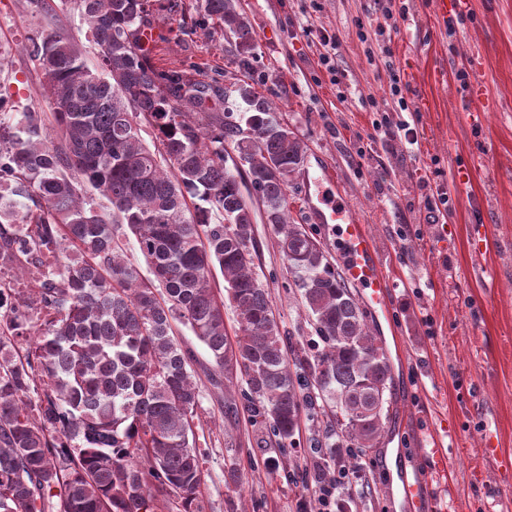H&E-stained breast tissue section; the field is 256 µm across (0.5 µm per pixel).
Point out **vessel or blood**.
<instances>
[{
	"mask_svg": "<svg viewBox=\"0 0 512 512\" xmlns=\"http://www.w3.org/2000/svg\"><path fill=\"white\" fill-rule=\"evenodd\" d=\"M326 214L320 215V222L344 221L343 230L346 258L343 262L344 276L361 288L367 305L382 313H389L387 290L390 281L383 273L378 259L376 244L365 225L349 216L345 208L328 203Z\"/></svg>",
	"mask_w": 512,
	"mask_h": 512,
	"instance_id": "vessel-or-blood-1",
	"label": "vessel or blood"
}]
</instances>
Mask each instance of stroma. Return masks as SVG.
Instances as JSON below:
<instances>
[{
  "label": "stroma",
  "mask_w": 512,
  "mask_h": 512,
  "mask_svg": "<svg viewBox=\"0 0 512 512\" xmlns=\"http://www.w3.org/2000/svg\"><path fill=\"white\" fill-rule=\"evenodd\" d=\"M444 24L435 0H241L256 34L246 73L232 46L205 40L181 14L161 9L157 67L241 74L278 109L307 145L288 187L290 219L313 231L334 265L343 261L338 225L318 223L307 202L335 199L365 224L389 278L390 317L370 320L393 369L389 418L369 456L372 494L356 479L340 487L352 512H404L396 462L425 490L421 512H499L512 499V0H467ZM44 20L20 0H0V88L39 112L36 65L23 52ZM381 28L369 42L359 24ZM336 37L340 85L317 67L319 32ZM400 73L409 110L386 90ZM481 86L473 97L457 78ZM415 124L418 147L375 128L382 116ZM445 186L450 203L438 223L427 214L424 181ZM258 273L283 331L308 340L312 328L271 225L255 226ZM180 340L196 358L203 423L206 512H316L306 488L315 432L301 420L298 445L280 452L247 416H231L223 392L203 370L204 346L188 329ZM445 448L446 469L432 450ZM237 467L239 482L224 473Z\"/></svg>",
  "instance_id": "stroma-1"
}]
</instances>
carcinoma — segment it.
<instances>
[{
    "label": "carcinoma",
    "instance_id": "cac0c4a2",
    "mask_svg": "<svg viewBox=\"0 0 512 512\" xmlns=\"http://www.w3.org/2000/svg\"><path fill=\"white\" fill-rule=\"evenodd\" d=\"M157 0H27L44 18L73 13L100 46L96 63L61 28L25 50L51 109L0 121V512H205L200 389L187 325L210 354L211 382L241 378L249 421L277 447L301 412L336 408L314 442V479L369 483L358 451L384 431L392 371L367 311L320 242L288 220L287 187L306 147L248 82L159 71L145 31ZM191 23L249 64L255 32L236 0H195ZM224 111L205 108L212 96ZM156 131L152 149L143 127ZM90 184L110 205L87 198ZM279 236L317 340L295 360L255 266V211ZM224 222L210 223L212 212ZM136 237L152 277L124 258ZM224 273L226 298L210 287ZM239 333L228 340L224 301Z\"/></svg>",
    "mask_w": 512,
    "mask_h": 512
}]
</instances>
